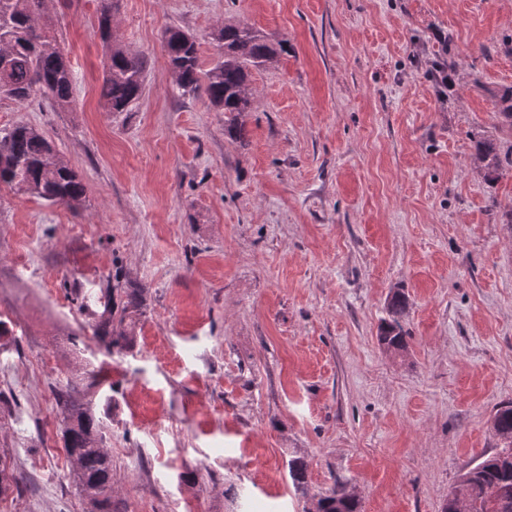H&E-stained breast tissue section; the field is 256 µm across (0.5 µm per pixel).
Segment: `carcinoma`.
<instances>
[{
  "instance_id": "cac0c4a2",
  "label": "carcinoma",
  "mask_w": 512,
  "mask_h": 512,
  "mask_svg": "<svg viewBox=\"0 0 512 512\" xmlns=\"http://www.w3.org/2000/svg\"><path fill=\"white\" fill-rule=\"evenodd\" d=\"M118 0H101L99 33L109 47L101 98L109 112H129L144 90L146 59L128 52L113 29ZM214 40L223 44L224 56L209 69L201 68L196 42L178 28L164 31L163 44L175 85L182 94L204 89L213 106L224 112L228 131L246 135L239 120L250 111V70L276 61L284 44L274 45L247 27L227 24L218 28ZM42 92L62 107L72 103L73 78L64 50L46 20L45 0H0V96L18 103ZM474 164L494 179L499 171L512 170V154L501 155L495 142H476ZM37 196L52 204L81 206L86 186L78 174L54 152L38 129L17 124L0 129V186ZM115 283L100 290L93 303L80 309L92 316V336L108 350L118 353L132 347L133 328L146 314V288ZM389 318L380 327V344L394 352L406 349L401 317L407 309L405 296L396 292L388 304ZM75 385L58 387L55 398L64 416V451L73 465L71 477L90 505V512H112V457L103 445V427L88 402L73 398ZM493 429L503 448L482 458L459 478L455 490L480 502L483 512H512V404L499 406ZM288 475L294 490L309 492L307 468L298 458L288 460ZM19 489V483L0 460V497ZM316 512H359V501L340 481L317 500Z\"/></svg>"
}]
</instances>
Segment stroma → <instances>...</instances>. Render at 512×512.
Here are the masks:
<instances>
[{
  "mask_svg": "<svg viewBox=\"0 0 512 512\" xmlns=\"http://www.w3.org/2000/svg\"><path fill=\"white\" fill-rule=\"evenodd\" d=\"M47 14L73 103L2 97L0 128L43 132L87 197L0 190V451L21 487L0 512H89L53 395L70 378L103 425L114 512H311L336 479L360 512H442L512 402V171L473 165L479 138L512 150L495 119L512 0H120L147 72L119 114L99 0ZM224 23L287 47L250 72L242 139L178 94L162 43L180 27L207 69ZM116 274L147 290L120 355L80 310ZM397 290L407 348L389 353ZM388 308L389 318L381 325L378 340L390 351L403 352L407 344L400 319L407 309L405 296L400 292H395L391 297ZM288 475L294 490L306 497L309 492L306 465L296 457L288 460Z\"/></svg>",
  "mask_w": 512,
  "mask_h": 512,
  "instance_id": "stroma-1",
  "label": "stroma"
}]
</instances>
